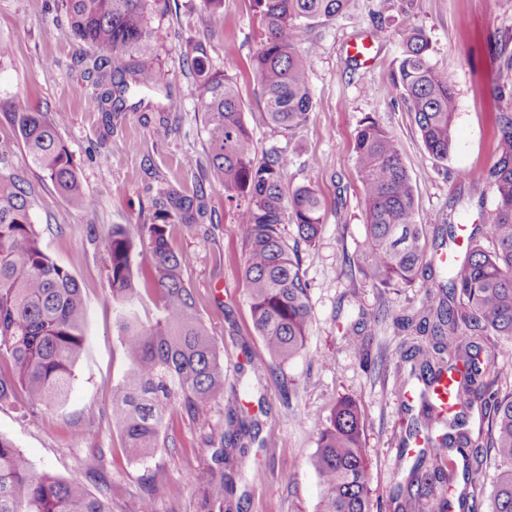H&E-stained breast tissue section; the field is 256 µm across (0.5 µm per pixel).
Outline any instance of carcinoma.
Returning <instances> with one entry per match:
<instances>
[{"instance_id":"obj_1","label":"carcinoma","mask_w":512,"mask_h":512,"mask_svg":"<svg viewBox=\"0 0 512 512\" xmlns=\"http://www.w3.org/2000/svg\"><path fill=\"white\" fill-rule=\"evenodd\" d=\"M151 0H63L74 33L93 51L85 70L99 112H120L130 89H157L160 68L158 31L150 27ZM261 29L253 69L269 122L292 133L312 110L307 60L296 42L304 28L346 11L351 0H250ZM195 75L211 174L235 203L236 223L245 228L244 277L252 323L270 363H237L239 377L230 386L224 375V350L197 312L193 288L185 279L189 258L174 250L177 224H198L206 216L202 189L192 193L162 189L152 198L150 222L114 224L105 242L107 280L117 304L115 328L124 371L112 381L110 418L123 448L143 460L164 443L165 421L178 407L191 420L219 397L226 400V427L214 444L213 465L188 481L231 498L236 489L224 465L246 457L257 441V415L239 401L252 398L266 376L304 348L311 323L309 288L298 249L288 245L285 225H295L310 245L322 230V200L302 185L284 187L288 161L275 149L260 160L243 121L236 86L213 69L206 47L196 43L185 55ZM393 86L408 104L428 153L444 162L454 150L452 123L455 93L451 79L429 59V42L416 30L404 43ZM8 118L33 163L73 207L85 196L67 150L58 141L56 122L34 112L23 98L11 102ZM498 159L486 180L493 191L491 218L473 224L462 258L444 274L438 301L422 311L419 332L428 344L407 352L411 374L434 383L457 365L465 371L457 387L469 403L489 395L487 429L477 437L462 431L444 435L416 451L403 482L396 487L395 512H408L413 487L437 485L442 491L457 480L454 452L465 454L467 469L483 465L488 450L500 463L492 489V512H512V389L497 364L498 343L512 344V108L495 113ZM353 151L365 202L366 275L377 288H412L431 270L438 240L453 225L423 223L399 144L380 124L366 119ZM31 192L24 181L0 173V403L22 393L33 407H51L70 390L73 367L85 339L86 302L76 277L43 248L31 218ZM149 255L158 317L140 321L137 257ZM361 408L342 399L320 431L312 466L321 483L317 512H372L367 459L362 446ZM460 492L467 512H480L482 501L469 474ZM0 512H111L103 496L92 494L78 478L37 475L29 461L0 436Z\"/></svg>"}]
</instances>
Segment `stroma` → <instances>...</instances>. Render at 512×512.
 <instances>
[{
    "label": "stroma",
    "instance_id": "stroma-1",
    "mask_svg": "<svg viewBox=\"0 0 512 512\" xmlns=\"http://www.w3.org/2000/svg\"><path fill=\"white\" fill-rule=\"evenodd\" d=\"M151 25L162 35L163 84L130 91L125 109L107 118L94 108L84 78L92 50L73 33L62 0H0V38L12 45L0 63V154L6 159L0 172L19 175L31 190L43 244L72 270L88 308L84 350L66 399L38 409L22 397L0 404V436L20 449L34 473L83 478L92 493L106 494L111 512H219L218 500L187 475L211 465L209 440L224 428L225 400L209 404L195 422L173 413L164 443L143 462L124 455L110 420L121 355L104 243L112 225L148 221L151 197L160 189L205 191L207 217L179 225L172 245L190 259L185 277L211 335L230 353L229 377L237 375L239 344L249 346L255 363L268 360L243 277L244 229L210 175L197 85L181 66L189 43L200 41L213 68L236 82L257 152L282 151L286 187L310 185L325 200L316 243L299 247L312 314L306 346L282 365L284 383L271 378L265 384L263 449L233 464L244 476L238 484L243 512H317L321 485L311 457L342 398L363 412L373 512H393V493L410 465L400 444L421 407L402 401L410 365L401 343L439 280L382 291L365 277V204L353 142L368 117L394 135L424 220H487L494 208L484 179L495 160L493 114L512 106V0H352L346 12L304 29L296 50L308 61L314 106L292 134L264 114L251 67L259 26L249 0H223L213 14L201 0H155ZM414 29L427 36L432 63L454 84L455 148L444 163L427 152L391 83L402 42ZM367 32L377 41L365 69L349 48ZM497 85L508 97L495 98ZM17 96L33 111L62 116L58 137L82 184L84 208L71 207L31 161L7 118ZM162 119L170 127L164 138L153 133ZM355 329L365 345L361 354L347 337ZM258 466L264 474L256 481L251 473ZM149 478L157 484L151 495L144 487Z\"/></svg>",
    "mask_w": 512,
    "mask_h": 512
}]
</instances>
